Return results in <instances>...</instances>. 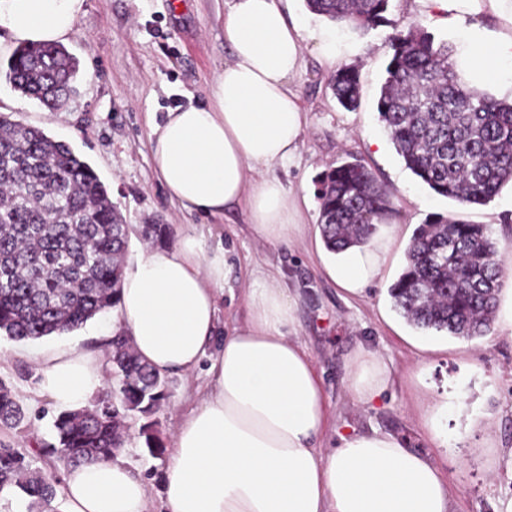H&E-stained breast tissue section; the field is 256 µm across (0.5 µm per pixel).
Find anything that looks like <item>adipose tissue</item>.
<instances>
[{"label":"adipose tissue","mask_w":512,"mask_h":512,"mask_svg":"<svg viewBox=\"0 0 512 512\" xmlns=\"http://www.w3.org/2000/svg\"><path fill=\"white\" fill-rule=\"evenodd\" d=\"M456 35L465 82L512 99V0H412ZM85 0H0V46L63 40ZM305 27L278 0H232L224 17L230 58L203 106H179L151 128L156 173L183 209L221 214L246 204L269 243L299 230V199L271 176L292 162L305 124L291 88L303 60ZM391 236L328 254V276L358 297L378 283ZM231 272L227 249L196 228L154 248L125 273L113 324L160 374L188 373L209 359L206 395L172 438L163 481L167 512H451L449 482L396 436L352 432L322 449L329 422L322 378L296 337V295L253 278L248 317L216 342L218 297ZM391 362L360 346L350 388L373 406L390 390ZM104 383L97 358L58 350L42 362L41 387L64 409ZM66 512H148V489L120 457L65 475Z\"/></svg>","instance_id":"obj_1"}]
</instances>
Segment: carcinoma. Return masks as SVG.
<instances>
[{
  "label": "carcinoma",
  "mask_w": 512,
  "mask_h": 512,
  "mask_svg": "<svg viewBox=\"0 0 512 512\" xmlns=\"http://www.w3.org/2000/svg\"><path fill=\"white\" fill-rule=\"evenodd\" d=\"M390 0H305L307 9L360 35L387 23ZM377 100L379 120L405 166L436 194L485 205L512 183V102L470 88L453 49L414 23L395 28ZM78 60L57 43L18 46L7 77L49 109L76 93ZM337 103L360 104L359 75L343 66L329 78ZM320 233L327 250L364 245L394 212L390 192L361 162L329 168L319 181ZM128 225L91 166L67 144L0 114V334L40 340L81 327L116 307ZM406 265L389 288L415 327L463 340L487 335L496 313L500 250L483 224L430 217L419 225ZM115 382L92 406L54 421L56 443L42 449L51 470L32 467L0 446V493L19 491L28 512H57L60 469L110 460L125 448L126 420L142 421L149 452L163 448L153 414L168 383L136 355L121 331L112 336ZM22 405L0 384V423L16 426Z\"/></svg>",
  "instance_id": "1"
}]
</instances>
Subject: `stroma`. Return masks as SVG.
I'll list each match as a JSON object with an SVG mask.
<instances>
[{
    "mask_svg": "<svg viewBox=\"0 0 512 512\" xmlns=\"http://www.w3.org/2000/svg\"><path fill=\"white\" fill-rule=\"evenodd\" d=\"M86 0L85 12L63 41L79 61L77 93L60 110L14 90L6 77L7 54H0V114L41 129L68 144L97 173L113 204L129 226L126 264L149 249L174 244L186 226L222 242L231 254L230 291L219 299L218 328L228 331L247 317L245 289L253 272L272 275L299 297L298 336L320 372L330 425L322 440L373 426L428 454L448 476L453 512H494L498 501L512 498V335L493 325L482 338L466 342L410 325L394 307L390 285L406 264V251L417 225L439 214L487 225L499 248L512 244V188L503 187L488 204L469 206L439 196L406 168L378 118L376 102L391 51L394 25L416 19L410 0H391L389 25L359 35L340 31L357 48L361 104L345 111L329 84L331 65L307 45L300 74L292 83L305 110L306 123L297 158L272 173L292 193L306 196L304 231L292 242L272 245L250 222L245 206L222 215H202L172 201L155 170L150 130L169 110L203 105L216 74L229 57L224 15L230 0ZM361 160L392 193L397 212L389 264L383 279L363 297H346L326 275V247L319 231L317 181L325 171ZM148 224L159 232L145 234ZM104 315L82 327L35 342L0 336V381L11 387L26 416L19 426L0 424V445L17 449L33 467L44 468L40 449L54 440L58 413L40 389L43 355L75 348L95 355L105 384H112ZM360 345L379 350L394 367L393 385L374 408L358 407L348 389V358ZM168 399L154 418L163 443L205 391L204 369L171 374ZM448 399V445L433 447L425 425L428 400ZM140 424L127 423L122 457L148 481L149 512H166L162 478L167 454H150Z\"/></svg>",
    "mask_w": 512,
    "mask_h": 512,
    "instance_id": "1",
    "label": "stroma"
}]
</instances>
